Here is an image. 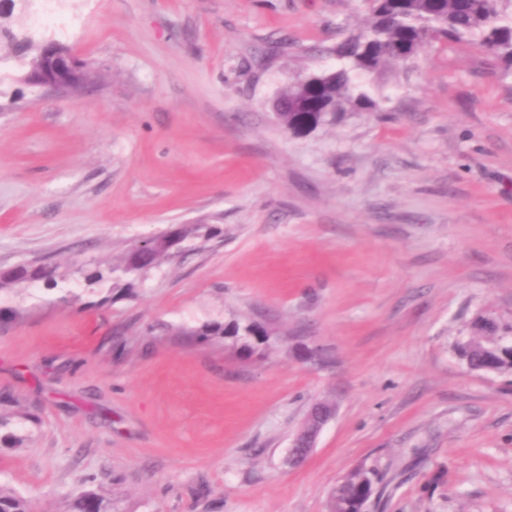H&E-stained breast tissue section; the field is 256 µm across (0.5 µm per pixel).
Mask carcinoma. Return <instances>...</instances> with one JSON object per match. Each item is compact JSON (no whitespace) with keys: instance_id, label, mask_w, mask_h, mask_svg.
I'll use <instances>...</instances> for the list:
<instances>
[{"instance_id":"obj_1","label":"carcinoma","mask_w":512,"mask_h":512,"mask_svg":"<svg viewBox=\"0 0 512 512\" xmlns=\"http://www.w3.org/2000/svg\"><path fill=\"white\" fill-rule=\"evenodd\" d=\"M370 21L361 33L336 46L339 65L317 76L295 78L276 99L283 130L299 137L319 127L332 126L347 112L379 110L372 93V77L387 67H402L436 42L470 41L496 63L512 69V0H366ZM47 40L34 39L27 30L0 27V55L18 60L23 73L39 72L47 64ZM178 232L186 243L216 234L209 224H182ZM172 257L166 233L151 237L128 250L117 264L91 261L79 268L60 270L45 263L0 274V325L20 316L18 304L29 287L41 284L47 291L77 275L91 292L109 286L130 297L148 271ZM494 323L483 319L458 345L465 365L475 371H512V341L491 335ZM183 335L205 344L214 336H248L250 324L219 323L184 329ZM37 424L28 410L14 408L8 397L0 399V447L21 448L29 440L27 425ZM377 475L364 467L350 471L330 496L329 512H364L375 493ZM0 512H31L30 501L14 489L0 485ZM61 512H122L117 501L98 489H85L68 497Z\"/></svg>"}]
</instances>
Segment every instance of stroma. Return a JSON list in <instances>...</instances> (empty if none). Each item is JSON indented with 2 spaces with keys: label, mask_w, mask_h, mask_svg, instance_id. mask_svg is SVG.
Here are the masks:
<instances>
[{
  "label": "stroma",
  "mask_w": 512,
  "mask_h": 512,
  "mask_svg": "<svg viewBox=\"0 0 512 512\" xmlns=\"http://www.w3.org/2000/svg\"><path fill=\"white\" fill-rule=\"evenodd\" d=\"M368 20L365 0H34L21 18L100 79L75 97L0 63V266L221 230L135 297L35 286L0 328V394L38 417L0 448V484L33 512L96 486L124 512H328L361 466L383 477L365 512H512V374L456 352L478 317L512 327V70L439 45L376 77L382 111L288 136L279 92ZM213 320L270 343L175 333ZM324 399L335 417L287 464Z\"/></svg>",
  "instance_id": "stroma-1"
}]
</instances>
